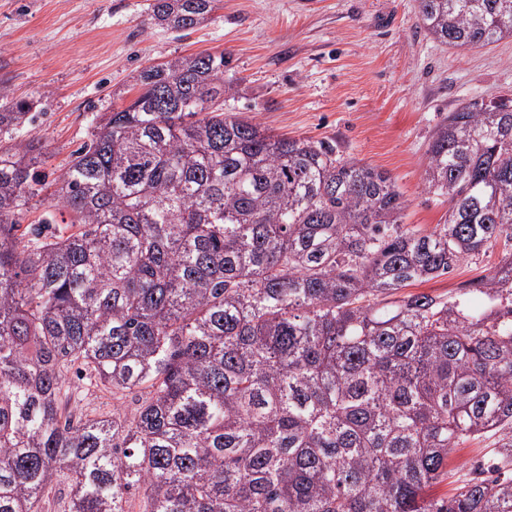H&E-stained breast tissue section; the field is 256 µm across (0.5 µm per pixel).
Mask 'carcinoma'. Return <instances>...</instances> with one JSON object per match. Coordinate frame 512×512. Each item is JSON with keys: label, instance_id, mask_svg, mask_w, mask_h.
<instances>
[{"label": "carcinoma", "instance_id": "1", "mask_svg": "<svg viewBox=\"0 0 512 512\" xmlns=\"http://www.w3.org/2000/svg\"><path fill=\"white\" fill-rule=\"evenodd\" d=\"M217 0H154L174 30ZM453 48L512 37V0H418ZM224 53L143 68L55 182L68 235L18 217L40 146L0 144V512H512V249L443 299L401 289L512 244V100L448 113L404 227L384 171L322 141L226 115ZM0 105V131L26 120ZM135 394L131 414L69 407L68 373ZM497 453L430 498L451 451Z\"/></svg>", "mask_w": 512, "mask_h": 512}]
</instances>
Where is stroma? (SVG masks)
<instances>
[{"mask_svg":"<svg viewBox=\"0 0 512 512\" xmlns=\"http://www.w3.org/2000/svg\"><path fill=\"white\" fill-rule=\"evenodd\" d=\"M146 0H0V91L32 108L12 142L38 139L39 172L60 178L103 113L137 94L142 68L198 53H225L233 89L224 110L276 134L309 138L387 172L406 204V227L427 233L448 205L425 188L426 151L448 112L471 99L512 97V38L486 47L440 44L420 26L417 0H221L189 31L150 21ZM503 243L408 286L445 297L492 273ZM74 399L95 416L132 410L81 381ZM494 441H467L430 494L452 495Z\"/></svg>","mask_w":512,"mask_h":512,"instance_id":"stroma-1","label":"stroma"}]
</instances>
